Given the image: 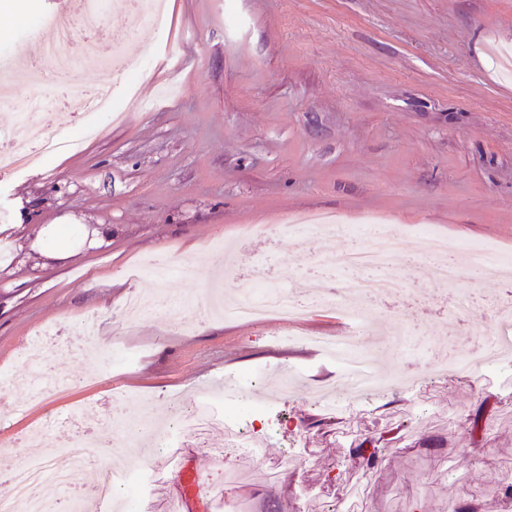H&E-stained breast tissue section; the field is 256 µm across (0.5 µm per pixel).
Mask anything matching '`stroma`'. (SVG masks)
<instances>
[{
    "label": "stroma",
    "mask_w": 512,
    "mask_h": 512,
    "mask_svg": "<svg viewBox=\"0 0 512 512\" xmlns=\"http://www.w3.org/2000/svg\"><path fill=\"white\" fill-rule=\"evenodd\" d=\"M59 0H27L25 14L0 10V57L35 60L42 20ZM166 27L134 30L128 13H105L124 57L142 62L146 112L115 123L81 151L0 175V367L22 374L23 346L44 326L101 316L98 338L121 337L131 369L108 371L93 357L68 363L71 384L41 405L21 386H1L18 405L0 419V459L22 462L64 447L84 430L111 426L116 410L136 421L168 418L176 398L202 388L236 400L225 379L257 365L265 426L258 453H237L234 433L212 428L197 455L200 485L219 491L213 512H445L448 501L496 497L512 512V357L484 373L430 367L434 353L463 351L494 330L490 308L512 292L499 277L465 270L459 286L435 278L416 252L417 231L449 246L488 244L512 255V0H167ZM324 213L346 226L385 225L403 250L384 267L339 271L333 253L359 235L311 234L273 242L265 228L286 216ZM112 228L110 243L83 235ZM81 233L55 237L62 226ZM237 264L224 273V254ZM60 261L35 266L37 253ZM168 258L169 293L203 296L214 275L226 293L256 275H312L341 290L355 277L400 278L402 294L373 317L406 328L410 355L383 358L389 383L351 400L324 403L321 386L346 387L335 364L288 343V335L349 331L342 306L285 325L210 318L173 334L164 316L127 325L125 297L153 292L128 282L127 265ZM465 288L469 306L450 301ZM300 373L297 391L277 393L280 370ZM381 443L369 467L353 455ZM172 448L151 482L157 512H182Z\"/></svg>",
    "instance_id": "obj_1"
}]
</instances>
